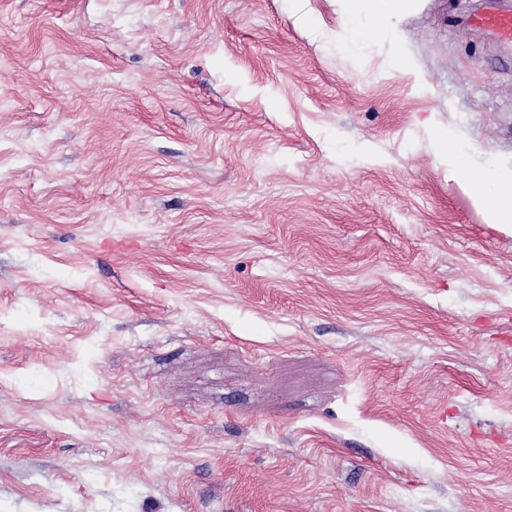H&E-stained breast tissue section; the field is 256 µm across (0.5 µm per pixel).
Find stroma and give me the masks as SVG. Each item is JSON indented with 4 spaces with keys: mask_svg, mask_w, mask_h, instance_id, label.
Instances as JSON below:
<instances>
[{
    "mask_svg": "<svg viewBox=\"0 0 512 512\" xmlns=\"http://www.w3.org/2000/svg\"><path fill=\"white\" fill-rule=\"evenodd\" d=\"M480 2L0 0V512H512ZM413 0H336V4L349 22L348 32L352 39L385 37L389 34L392 20L404 13ZM367 18L363 27L353 25L360 18ZM436 151L448 167V175L462 177L465 190L484 214L485 224L512 233V170L470 169L462 152L448 138L437 141Z\"/></svg>",
    "mask_w": 512,
    "mask_h": 512,
    "instance_id": "stroma-1",
    "label": "stroma"
}]
</instances>
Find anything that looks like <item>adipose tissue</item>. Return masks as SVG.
Returning <instances> with one entry per match:
<instances>
[{
    "label": "adipose tissue",
    "instance_id": "1",
    "mask_svg": "<svg viewBox=\"0 0 512 512\" xmlns=\"http://www.w3.org/2000/svg\"><path fill=\"white\" fill-rule=\"evenodd\" d=\"M336 4L349 22L351 38L360 40L387 36L393 19L410 7L411 0H336ZM436 151L449 176L461 178L485 222L512 233V170L470 169L462 152L447 139L437 141Z\"/></svg>",
    "mask_w": 512,
    "mask_h": 512
}]
</instances>
